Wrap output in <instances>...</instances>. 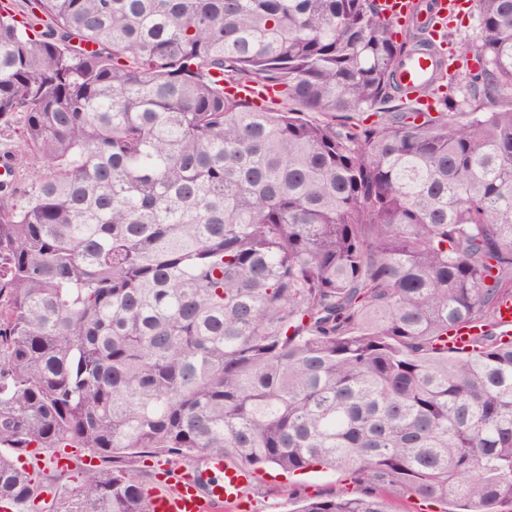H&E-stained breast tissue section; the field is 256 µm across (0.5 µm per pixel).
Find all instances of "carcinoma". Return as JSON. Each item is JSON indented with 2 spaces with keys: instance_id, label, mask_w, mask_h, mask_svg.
I'll return each instance as SVG.
<instances>
[{
  "instance_id": "carcinoma-1",
  "label": "carcinoma",
  "mask_w": 512,
  "mask_h": 512,
  "mask_svg": "<svg viewBox=\"0 0 512 512\" xmlns=\"http://www.w3.org/2000/svg\"><path fill=\"white\" fill-rule=\"evenodd\" d=\"M26 4L0 0V131L34 159L0 183V503L147 512L142 457L221 454L371 487L296 512H512V108L365 123L425 43L380 0ZM477 8L470 93L512 98V0ZM30 448L99 464L44 484Z\"/></svg>"
}]
</instances>
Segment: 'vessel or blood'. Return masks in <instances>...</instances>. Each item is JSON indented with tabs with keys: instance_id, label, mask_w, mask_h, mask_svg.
Segmentation results:
<instances>
[{
	"instance_id": "vessel-or-blood-1",
	"label": "vessel or blood",
	"mask_w": 512,
	"mask_h": 512,
	"mask_svg": "<svg viewBox=\"0 0 512 512\" xmlns=\"http://www.w3.org/2000/svg\"><path fill=\"white\" fill-rule=\"evenodd\" d=\"M386 15L396 25L412 20L427 23L428 44L401 57L396 67V81L406 98L416 101L419 111L432 105L425 89L438 83L446 72L448 56L437 36L448 23L447 0H383ZM200 476L208 481L199 488L196 476L177 472L165 474L160 485L146 496L148 512H223L236 503L254 473L233 464L223 456L208 455L199 462Z\"/></svg>"
}]
</instances>
